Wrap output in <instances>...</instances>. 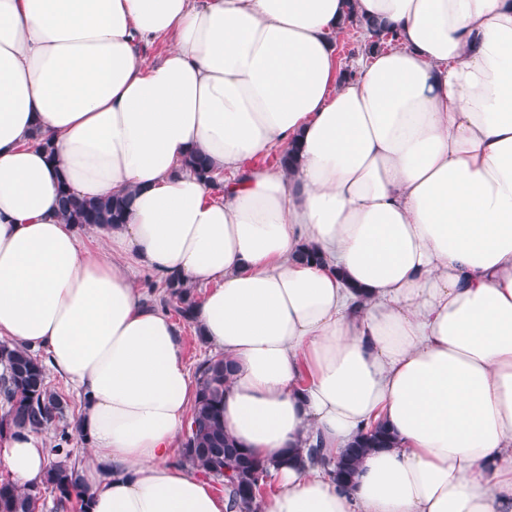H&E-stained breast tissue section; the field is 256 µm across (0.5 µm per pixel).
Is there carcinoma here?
Wrapping results in <instances>:
<instances>
[{
    "label": "carcinoma",
    "mask_w": 512,
    "mask_h": 512,
    "mask_svg": "<svg viewBox=\"0 0 512 512\" xmlns=\"http://www.w3.org/2000/svg\"><path fill=\"white\" fill-rule=\"evenodd\" d=\"M344 24L363 29L367 34L364 51H379L396 33L388 26L360 17L355 4L348 3ZM184 166L199 173L206 186L217 187L211 175L210 163L202 155H194ZM128 207V195L116 194L101 199H85L63 185L60 189L62 215L70 224L80 228L122 224ZM163 305L180 318L192 322L196 299L192 286L181 280L162 282ZM233 366L222 355L202 360L196 367L198 391L186 419L180 441L177 463L190 467L207 479L220 482L229 498L230 512H258L261 487L271 478V468L278 461L259 459L238 446L224 431L222 403L224 386ZM0 402L7 410L0 415V437L15 429L35 432L62 425L53 447L61 460L52 463L41 484L19 486L10 480H0V512H35L41 489L56 494L59 507H65L72 497L82 498L79 470L67 461L72 435L66 421V400L51 390L47 367L39 355L9 342L0 343ZM395 445L393 434L382 424H376L358 435L336 459L325 457L320 445L306 449V455H297L299 461L322 466L327 475L345 484L352 481L361 459L376 448Z\"/></svg>",
    "instance_id": "cac0c4a2"
}]
</instances>
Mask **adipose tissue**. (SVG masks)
<instances>
[{
	"label": "adipose tissue",
	"instance_id": "obj_1",
	"mask_svg": "<svg viewBox=\"0 0 512 512\" xmlns=\"http://www.w3.org/2000/svg\"><path fill=\"white\" fill-rule=\"evenodd\" d=\"M356 9L398 36L344 80L345 0H0V339L81 401L86 512L227 510L173 462L197 383L142 271L205 286L241 447L395 435L347 485L275 468L262 512H512V0ZM63 182L130 194L125 222L68 224ZM47 467L42 434L0 440L18 485Z\"/></svg>",
	"mask_w": 512,
	"mask_h": 512
}]
</instances>
